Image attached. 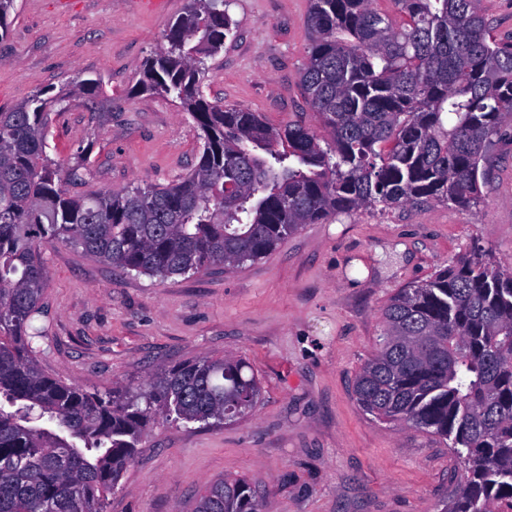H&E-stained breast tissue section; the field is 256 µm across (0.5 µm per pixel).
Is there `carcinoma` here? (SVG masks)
<instances>
[{
  "label": "carcinoma",
  "mask_w": 512,
  "mask_h": 512,
  "mask_svg": "<svg viewBox=\"0 0 512 512\" xmlns=\"http://www.w3.org/2000/svg\"><path fill=\"white\" fill-rule=\"evenodd\" d=\"M310 0L301 95L326 132L274 127L214 105L202 81L234 21L228 0H187L136 91L173 98L202 141L195 171L166 186L72 196L45 152L50 116L76 99L112 111L81 75L0 111V512H103L158 416L220 424L260 387L241 359L164 368L134 393H91L46 375L42 248L65 242L123 271L167 278L265 257L303 224L425 202L475 209L489 147L512 123V40L479 0ZM358 373L363 410L448 441L461 474L440 512H512V271L472 247L392 296ZM196 512H259L244 477L206 485Z\"/></svg>",
  "instance_id": "cac0c4a2"
}]
</instances>
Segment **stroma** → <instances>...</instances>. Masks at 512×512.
I'll use <instances>...</instances> for the list:
<instances>
[{"label":"stroma","instance_id":"1","mask_svg":"<svg viewBox=\"0 0 512 512\" xmlns=\"http://www.w3.org/2000/svg\"><path fill=\"white\" fill-rule=\"evenodd\" d=\"M186 4L16 0L0 39V109L99 77L111 111L77 101L51 116L49 158L69 166L90 147L88 193L177 182L198 163L194 123L134 87ZM308 9L309 0H231L236 32L208 61L206 98L320 129L300 92ZM485 169L478 210H361L302 225L262 259L190 277L129 274L71 245L47 246L46 336L36 343L47 375L90 392L136 390L161 367L227 356L247 360L261 385L252 410L228 424L157 418L104 512H195L205 484L238 477L262 512H438L456 485L447 442L374 421L352 385L401 288L475 242L512 268V128Z\"/></svg>","mask_w":512,"mask_h":512}]
</instances>
